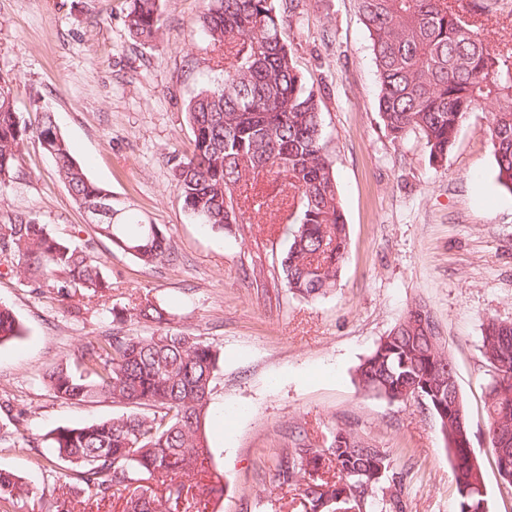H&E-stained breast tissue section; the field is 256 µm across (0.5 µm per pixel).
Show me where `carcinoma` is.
<instances>
[{"label": "carcinoma", "mask_w": 512, "mask_h": 512, "mask_svg": "<svg viewBox=\"0 0 512 512\" xmlns=\"http://www.w3.org/2000/svg\"><path fill=\"white\" fill-rule=\"evenodd\" d=\"M162 0H130L125 25L145 44L159 38ZM368 31L380 92L378 114L400 140L417 131L431 162L447 161L465 116L492 107L489 141L497 185L512 194V47L495 51L477 23L476 2L465 0H357ZM295 0H204L200 26L212 46L235 42L234 61L218 84L202 88L187 104L193 149L173 157L172 181L182 208L199 224L222 232L246 219L237 189L263 174L288 177L292 223L281 268L289 291L315 300L336 287L348 248L345 214L327 153L319 96L297 71L282 36L296 16ZM33 124L19 112L10 82L0 78V189L7 186L25 140L36 137L76 205L86 209L112 196L91 181L72 155L54 114ZM98 234L145 265L170 261L171 241L134 213L97 225ZM23 275L35 289L56 293L64 312L79 317L112 288L86 249L53 237L39 218L10 214L0 222V266ZM113 320L154 325L148 336H103L82 345V370L61 362L43 374L45 387L66 403L101 398L133 407L120 416L60 426L46 442L56 470L50 475L60 512L79 496L103 500L115 487L142 493L125 512H179L188 491L223 493L224 475L205 463L212 456L202 431L221 352L195 336L168 327L162 302L112 310ZM24 335L13 311L0 305V345ZM481 352L491 368L486 411L499 476L512 488V323H484ZM455 364L425 306L409 308L358 366L367 395L404 401L424 396L453 457L458 512H488L484 475L470 464V426L459 396ZM0 451L24 453L14 431L0 427ZM335 469L333 479L324 468ZM279 484L301 491L303 512H333L343 492L357 512H404L392 459L360 439L329 448L300 444L278 460ZM152 481L161 494L148 492ZM37 495L19 474L0 469V502Z\"/></svg>", "instance_id": "carcinoma-1"}]
</instances>
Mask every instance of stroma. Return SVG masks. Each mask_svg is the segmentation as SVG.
<instances>
[{"label": "stroma", "mask_w": 512, "mask_h": 512, "mask_svg": "<svg viewBox=\"0 0 512 512\" xmlns=\"http://www.w3.org/2000/svg\"><path fill=\"white\" fill-rule=\"evenodd\" d=\"M490 46L512 41V0H478ZM154 46L126 26L128 0H0V76L19 111L54 113L89 179L170 238L175 258L145 265L100 237L78 209L37 139L25 141L0 211L32 214L57 238L92 244L112 289L82 318L56 295L0 274V303L26 329L0 346V426L17 427L30 454L0 451L43 496L20 512H55L44 471L31 459L64 425L122 414L102 399L69 404L42 382L50 366L76 365L82 344L113 333L144 336L147 324L113 322L111 311L151 299L168 304L171 329L219 348L223 363L205 417L211 466L224 493L205 512H301L298 485H280L278 459L303 435L326 448L345 430L390 454L404 512H457L453 474L438 423L423 403L364 394L359 364L407 308L426 306L457 368L471 451L490 512H512L488 438L490 374L481 355L486 319L512 322V194L495 184L489 114L469 113L442 167L419 134L392 140L377 109L379 84L356 0H300L283 38L307 85L317 89L328 153L348 231L336 287L324 298L289 292L281 270L287 206L214 233L182 209L171 155L192 149L188 100L209 85L217 57L199 27L203 0H163Z\"/></svg>", "instance_id": "obj_1"}]
</instances>
